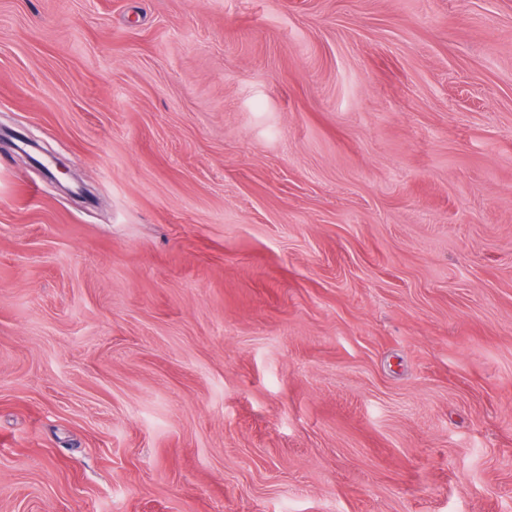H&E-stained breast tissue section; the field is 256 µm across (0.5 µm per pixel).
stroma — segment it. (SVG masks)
Listing matches in <instances>:
<instances>
[{
    "mask_svg": "<svg viewBox=\"0 0 512 512\" xmlns=\"http://www.w3.org/2000/svg\"><path fill=\"white\" fill-rule=\"evenodd\" d=\"M0 512H512V0H0Z\"/></svg>",
    "mask_w": 512,
    "mask_h": 512,
    "instance_id": "stroma-1",
    "label": "stroma"
}]
</instances>
